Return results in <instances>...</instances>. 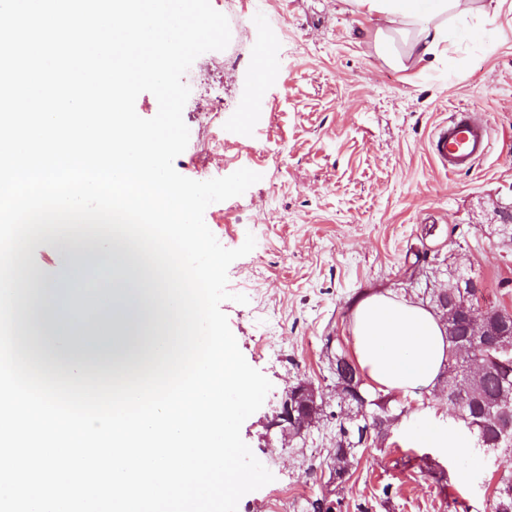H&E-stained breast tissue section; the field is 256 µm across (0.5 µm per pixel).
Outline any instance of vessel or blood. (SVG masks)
Instances as JSON below:
<instances>
[{
  "instance_id": "vessel-or-blood-1",
  "label": "vessel or blood",
  "mask_w": 512,
  "mask_h": 512,
  "mask_svg": "<svg viewBox=\"0 0 512 512\" xmlns=\"http://www.w3.org/2000/svg\"><path fill=\"white\" fill-rule=\"evenodd\" d=\"M430 146L433 155L448 173L471 169L491 148V135L485 123L471 111H455L447 122L438 125Z\"/></svg>"
}]
</instances>
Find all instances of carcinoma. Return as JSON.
I'll list each match as a JSON object with an SVG mask.
<instances>
[{"mask_svg": "<svg viewBox=\"0 0 512 512\" xmlns=\"http://www.w3.org/2000/svg\"><path fill=\"white\" fill-rule=\"evenodd\" d=\"M476 285L471 281L456 284L444 291L445 295L467 306H472ZM485 335L478 343H491L499 339V334L512 332V312L499 309L486 310ZM450 335L448 356L454 355L456 346L469 340L467 326L462 318L448 321ZM336 388L340 390L336 412L338 437L336 448L330 453L329 483L343 485L352 475L358 462L357 449L363 446L362 437H380L392 425L395 416L390 413L388 404L391 398L371 396L365 388L357 364L347 367L344 375L335 374ZM478 396L472 398L466 389L454 384L448 390V403L459 399L463 403V413L467 424L475 434L477 445L487 450L507 446L512 447V430L504 428L512 421V359L486 360V369L476 384ZM495 512H501L503 501L512 503V475L500 478L495 487Z\"/></svg>", "mask_w": 512, "mask_h": 512, "instance_id": "cac0c4a2", "label": "carcinoma"}]
</instances>
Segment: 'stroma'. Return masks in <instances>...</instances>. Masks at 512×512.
<instances>
[{"label":"stroma","instance_id":"35a3bbf8","mask_svg":"<svg viewBox=\"0 0 512 512\" xmlns=\"http://www.w3.org/2000/svg\"><path fill=\"white\" fill-rule=\"evenodd\" d=\"M210 2L231 41L183 77L189 142L174 167L196 181L241 168L261 176L207 222L225 248L256 239L228 269V291L248 301L221 310L247 363L272 384L241 437L274 479L237 512H274L280 496L289 512H313L324 497L341 498V512H491L512 450L459 454L407 439L415 413L450 416L439 382L398 397L387 434L360 450L343 487L329 484L336 392L324 343L333 336L351 349L354 309L370 295L414 301L459 279L475 283L476 311L512 312V0L458 24L449 60L409 71L377 58L378 24L350 0ZM259 65L268 73L260 90ZM218 80L224 109L214 112L206 90ZM458 109L488 124L492 145L472 170L448 174L429 141ZM423 254L433 265L418 276ZM300 382L322 396V418L301 436L269 439V421Z\"/></svg>","mask_w":512,"mask_h":512}]
</instances>
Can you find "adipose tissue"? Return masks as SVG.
<instances>
[{
	"instance_id": "adipose-tissue-1",
	"label": "adipose tissue",
	"mask_w": 512,
	"mask_h": 512,
	"mask_svg": "<svg viewBox=\"0 0 512 512\" xmlns=\"http://www.w3.org/2000/svg\"><path fill=\"white\" fill-rule=\"evenodd\" d=\"M475 0H352L357 14L384 21L373 49L402 70L438 59L449 42L453 20L471 15ZM353 357L378 389L404 396L433 387L448 358L439 318L420 305L373 295L362 300L353 319ZM409 437L417 445L464 451L468 433L454 422L417 414Z\"/></svg>"
}]
</instances>
